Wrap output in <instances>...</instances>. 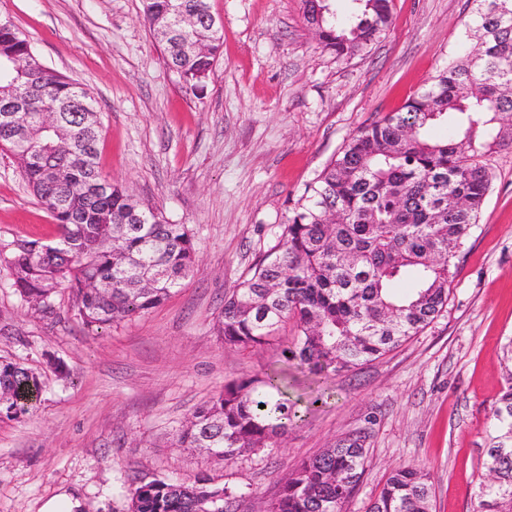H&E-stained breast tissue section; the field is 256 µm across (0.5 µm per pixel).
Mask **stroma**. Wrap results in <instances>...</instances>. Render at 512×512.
Wrapping results in <instances>:
<instances>
[{
    "label": "stroma",
    "mask_w": 512,
    "mask_h": 512,
    "mask_svg": "<svg viewBox=\"0 0 512 512\" xmlns=\"http://www.w3.org/2000/svg\"><path fill=\"white\" fill-rule=\"evenodd\" d=\"M223 49L187 90L142 21V0H0L46 66L85 87L101 118L99 168L194 232L199 269L158 307L89 333L29 312L12 288L15 241L56 240L55 220L0 148V357L35 369L32 411L0 420V512H42L68 492L81 512H128L144 475L204 473L241 492L229 512L272 501L303 461L366 436L365 472L344 512H366L390 472L424 469L432 512H473L483 448L512 366V149L492 173L461 247L448 305L379 360L332 375L330 397L281 442L232 463L179 448L185 419L274 349L224 347V298L277 241L288 202L359 129L396 111L468 44L467 0H394L390 28L338 61L307 27L301 0H211Z\"/></svg>",
    "instance_id": "35a3bbf8"
}]
</instances>
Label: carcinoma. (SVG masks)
I'll return each mask as SVG.
<instances>
[{
	"label": "carcinoma",
	"instance_id": "cac0c4a2",
	"mask_svg": "<svg viewBox=\"0 0 512 512\" xmlns=\"http://www.w3.org/2000/svg\"><path fill=\"white\" fill-rule=\"evenodd\" d=\"M340 18L327 0H302L307 26L345 61L365 52L392 22L391 0H355ZM463 22L474 43L448 62L424 91L353 136L305 185L288 209L278 242L250 269L214 325L226 347L269 343L293 322L284 364L316 376L381 358L425 329L448 304L454 259L478 223L491 187L481 158L512 147V0H467ZM179 11L196 18L176 39L166 23ZM143 21L166 62L197 87L220 55L209 0H143ZM0 58L29 59L33 77L0 71V102L19 95L22 112L0 117V145L17 159L27 188L54 217L50 244L21 241L7 258L11 287L37 315L68 312L91 332L142 315L198 271L191 229L104 176L97 161L100 120L77 83L44 65L29 38L0 20ZM288 370L227 383L176 434L183 448L210 458L273 447L304 421L325 392L291 398ZM40 375L0 359V418L28 414ZM476 512H512V377L495 402ZM366 437L338 443L300 464L268 512H343L359 486ZM238 498L206 476L139 479L133 512H227ZM428 477L394 470L366 512H432Z\"/></svg>",
	"mask_w": 512,
	"mask_h": 512
}]
</instances>
